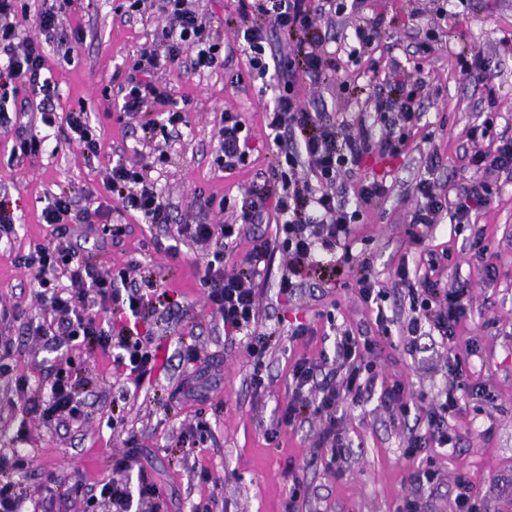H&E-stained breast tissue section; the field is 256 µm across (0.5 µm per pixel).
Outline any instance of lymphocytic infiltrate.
Returning <instances> with one entry per match:
<instances>
[{
  "label": "lymphocytic infiltrate",
  "instance_id": "f902f5d3",
  "mask_svg": "<svg viewBox=\"0 0 512 512\" xmlns=\"http://www.w3.org/2000/svg\"><path fill=\"white\" fill-rule=\"evenodd\" d=\"M18 0H0V51L7 63L0 69V126H14L16 144L11 161L22 166L36 157L43 141L25 125H12L7 104L16 96V84L29 86L39 96L40 120L53 125L56 116L49 103L55 91L51 78L42 77L46 68L45 44L55 45L57 52L70 56L73 48L62 37V18L55 5L43 4L38 15L41 39L21 38L16 21ZM167 18L153 49L144 51L126 77L124 105L127 113L138 117L144 139H153L156 130H167L182 123L176 102L154 83L156 70L162 66L189 63L192 70L214 67L221 58V42L210 39V21L193 7V0H161ZM336 0H243L237 36L249 50V65L258 77L274 75V103L265 114V128L275 146L262 190L251 192L241 200L240 224L262 223L267 211L280 219L274 238L257 236L251 248L234 263H227L226 251L233 237L239 236L240 224H182L178 231L204 251V274L199 283L214 313L223 322L228 338L245 336L253 359L252 383L263 388L264 356L272 342V333L258 323L256 282L269 262L273 249H281L288 259V273L279 282V291L291 293L295 277L317 266L316 254L324 250L352 253L351 241L359 210L348 209L344 193V176L362 163L372 147L397 151L403 130L417 121L419 105L414 92L421 77L400 75L395 83L407 88L405 97L389 104H378L373 121L350 123L339 112L328 109L327 102L308 106L296 91L299 75L312 77L314 83L331 81L323 40L318 33L319 17L325 12H339ZM278 31L292 40L293 46L283 68L270 70L266 45L270 31ZM219 167L235 169L248 158L250 130L236 112L224 115L219 130ZM473 173L470 184L455 198L439 194L434 182L424 179L415 190L417 205L411 217V233L424 240L433 230L437 218L449 213L454 224L468 223L474 206L491 204L500 175L512 177V137L500 140L495 150H478L468 155ZM307 168L299 177V168ZM105 184L124 207L140 212L146 223L170 224V208L156 188L148 183L124 159H117L107 171ZM76 193L71 189L55 194L43 214L54 228L51 240L36 244L24 255L23 264L31 270L35 297L42 310L40 317L29 319L25 334L33 342L60 348L83 346L87 349L117 347L113 359L124 381L142 388L152 377L157 349L151 337L142 335L139 323L160 308H169L165 291L158 284L153 269L141 263H129L116 270H100L74 243L67 224L78 219L85 224H99L103 235L120 239L126 233L122 224H100V211L76 210ZM450 252H429V274L414 276L407 263L394 271V284L407 288L412 316L403 332L409 351H416L417 338L423 328L438 333L442 344L452 350L448 363L451 381L444 398L434 406L421 409L416 417L417 429L406 440L404 454L414 459L431 448H452L456 436L448 426L447 415L458 405L463 390L462 363L457 348L461 325L472 314V298L466 284H447L433 275L434 270L451 262ZM110 314V321L99 318ZM337 364L326 367L322 362L296 361L292 368L294 388L277 408L276 424L291 427L319 420L318 445L332 458L344 456L346 444L338 429L336 412L343 401L359 403L369 387L364 372L371 363L364 359L355 336L342 333L336 339ZM73 358L64 365L51 367L45 388L47 400H40L28 379L13 373L10 364L0 363V378L14 384L15 394L30 412H41L44 418L60 426L89 419V403L84 385L74 377ZM25 467L18 450L0 448V512H20L21 493L13 479ZM51 496L80 500L93 505L97 500L111 502L115 512H143L146 499L156 495V487L147 477H140L137 488L108 481L100 485H79L62 479H50Z\"/></svg>",
  "mask_w": 512,
  "mask_h": 512
}]
</instances>
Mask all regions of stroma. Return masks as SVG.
I'll use <instances>...</instances> for the list:
<instances>
[{"instance_id": "1", "label": "stroma", "mask_w": 512, "mask_h": 512, "mask_svg": "<svg viewBox=\"0 0 512 512\" xmlns=\"http://www.w3.org/2000/svg\"><path fill=\"white\" fill-rule=\"evenodd\" d=\"M123 0H90L66 8L62 17L74 52L64 58L47 51L56 90L51 105L58 120L48 127L34 122L32 130L43 140L39 155L24 168L8 165L14 144L13 130L0 127V200L16 219L10 240H0V305L17 309L19 319L8 331L14 339L9 358L31 385L44 384L40 362L44 348L24 336L26 320L38 308L32 276L20 258L30 245L52 234L43 210L64 188L89 190L80 208L106 211L111 224L128 227L120 243L101 240L84 224L71 227L85 237L99 268L116 269L135 259L156 269L161 287L173 291L176 312L150 317L151 334L158 347V369L150 385L120 398L122 382L112 367L111 355H86L72 349L77 365L92 384L95 411L89 421L57 425L27 413L7 380L0 379V448H18L29 461L20 489L26 512H80L79 504L47 498V474L86 483L115 480L137 486L139 472L161 492L157 512H192L195 503L215 500L218 512H284L293 481H300L305 497L299 512H403L414 500L419 512H450L458 474H466L479 490L480 512H512V178L500 181L494 202L471 216L470 226L452 234L448 215L437 223L423 243L408 235L416 205L415 185L430 179L455 191L468 183L465 153L491 147V139L469 140L467 132L490 121L492 137H512V0H360L344 14L322 20L320 31L328 50L336 54V75L326 86L300 77L297 91L303 103L317 97L338 101L351 122L373 115L378 103L394 97L385 71L398 61L404 71L422 73L421 118L409 131L398 156L367 155L360 170L346 180V200L358 205L362 182L385 181L388 193L361 207L354 226L352 253L368 259L382 285L391 287L388 304L396 317L390 336H381L375 315L359 297L353 272L344 262L322 255L320 273L300 278L292 296L279 292L286 257L274 252L267 275L257 284L263 324L276 340L265 358L264 390H255L252 362L244 339L228 342L219 319L205 301L198 280L204 271L201 251L179 244L177 256L165 253L173 244L161 227L145 223L140 213L113 198L104 184L112 161L121 157L153 182L167 200L173 223L220 224L231 212L204 207L210 197L241 199L267 172L272 158L264 131L270 96L260 93L262 81L249 65L244 44L235 29L238 0H199L212 19L210 34L233 46L223 62L195 72L161 68L157 82L182 102L184 122L175 137L155 135L142 140L135 120L122 109L121 85L129 67L150 49L164 24L162 17L125 16ZM381 18L376 39L348 58L344 46L355 27L366 18ZM474 53L485 59L484 77L463 75L459 59ZM361 87L359 96L344 84ZM498 109L486 112L488 98ZM91 115V131L101 143L98 156H87L66 139L65 117L77 105ZM241 113L253 133V149L246 166L235 172L215 163L218 131L225 113ZM482 229L491 252L497 253L496 272L484 276L465 242ZM164 248L156 250L154 239ZM450 250L457 264L448 278L466 281L473 296L468 335L476 344L466 356L464 369L470 382L485 384L481 395H464L448 422L461 434L455 452L430 451L438 469L434 485H418L410 475L415 466L404 455L405 440L415 418L393 422L379 400L381 383L403 382L412 391L413 407L434 404L448 386L449 352L439 339L422 337L420 350L409 353L401 338L402 324L410 316L406 289L392 288V273L401 260L418 263L427 251ZM299 319L309 325V336L295 339L288 323ZM347 330L357 338H371L369 358L377 384L363 404L343 403L337 424L349 445L345 459L331 461L316 445L320 424L310 421L277 428L274 409L291 394L292 367L301 359L319 361L333 354L332 329ZM195 340L201 360L181 364L178 351L183 338ZM119 407L122 424L109 427L112 407ZM205 416L211 434L205 445L172 448L168 441L182 428ZM278 431L276 442L267 434ZM139 453L140 471L118 473L113 456L129 448ZM208 468L209 483L191 480V466Z\"/></svg>"}]
</instances>
